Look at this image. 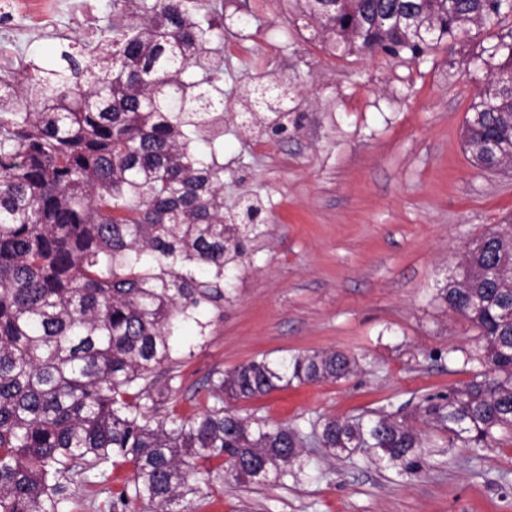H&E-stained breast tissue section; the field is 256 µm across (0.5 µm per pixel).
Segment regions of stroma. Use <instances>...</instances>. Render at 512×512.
I'll return each instance as SVG.
<instances>
[{"instance_id":"obj_1","label":"stroma","mask_w":512,"mask_h":512,"mask_svg":"<svg viewBox=\"0 0 512 512\" xmlns=\"http://www.w3.org/2000/svg\"><path fill=\"white\" fill-rule=\"evenodd\" d=\"M221 5L224 34V202L256 197L266 233L224 293L205 336L182 330L176 393L161 414L218 406L273 424L382 410L427 442L419 469L334 455L308 440L305 466L278 486L217 482L200 512H512V434L488 448L449 445L425 398L465 383L453 350L475 331L436 297L468 245L512 215V173L473 165L465 120L491 77L479 59L512 19L471 28L423 59L340 54L299 0H198ZM289 89L287 139L243 124L257 78ZM336 350L357 357L349 378L293 383L248 400L208 381L262 357Z\"/></svg>"}]
</instances>
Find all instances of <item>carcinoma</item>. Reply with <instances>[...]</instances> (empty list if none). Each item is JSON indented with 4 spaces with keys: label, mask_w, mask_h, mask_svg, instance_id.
<instances>
[{
    "label": "carcinoma",
    "mask_w": 512,
    "mask_h": 512,
    "mask_svg": "<svg viewBox=\"0 0 512 512\" xmlns=\"http://www.w3.org/2000/svg\"><path fill=\"white\" fill-rule=\"evenodd\" d=\"M197 0H112L91 47L65 38L45 66L0 68V512H69L75 474L120 464L108 512H196L214 482L273 486L302 470L309 435L208 407L158 415L172 396L183 325L223 317L224 280L257 224L224 223V13ZM347 50L424 56L469 27L491 28L512 0H302ZM493 79L466 119L480 168L512 162V42L484 49ZM439 297L477 331L463 366L481 370L424 411L448 442L482 448L512 431V230L491 227ZM339 351L217 371L212 391L251 399L290 383L337 382ZM330 451L372 448L399 472L422 439L375 412L326 418ZM218 465L211 466L212 461Z\"/></svg>",
    "instance_id": "1"
}]
</instances>
